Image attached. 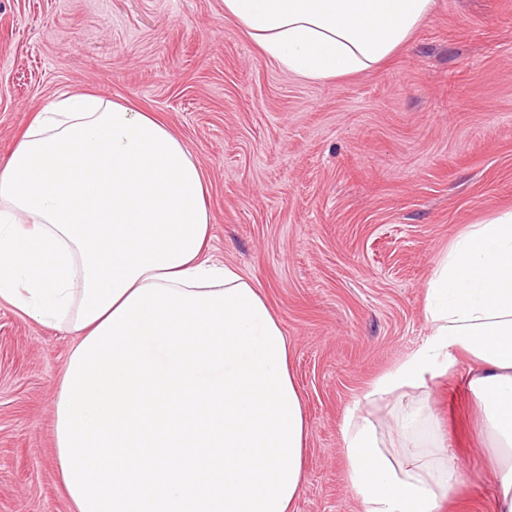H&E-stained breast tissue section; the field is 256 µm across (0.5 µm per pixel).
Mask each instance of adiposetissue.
<instances>
[{
	"label": "adipose tissue",
	"mask_w": 512,
	"mask_h": 512,
	"mask_svg": "<svg viewBox=\"0 0 512 512\" xmlns=\"http://www.w3.org/2000/svg\"><path fill=\"white\" fill-rule=\"evenodd\" d=\"M436 0H224V14L309 82L375 69ZM207 179L151 114L64 93L0 161V299L75 333L53 402L71 512H291L308 424L288 340L263 293L208 257ZM426 344L344 415L361 512H438L461 469L416 404L380 432L369 411L455 365L512 512V210L471 225L428 281Z\"/></svg>",
	"instance_id": "1"
}]
</instances>
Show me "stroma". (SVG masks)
Instances as JSON below:
<instances>
[{
    "label": "stroma",
    "instance_id": "1",
    "mask_svg": "<svg viewBox=\"0 0 512 512\" xmlns=\"http://www.w3.org/2000/svg\"><path fill=\"white\" fill-rule=\"evenodd\" d=\"M150 112L204 170L211 254L261 288L288 338L308 423L294 512H360L344 414L429 335L441 252L512 209V0H437L379 68L304 82L224 0H0V159L60 91ZM69 333L0 300V512H68L52 403ZM472 361L430 385L464 469L440 512H495Z\"/></svg>",
    "mask_w": 512,
    "mask_h": 512
}]
</instances>
